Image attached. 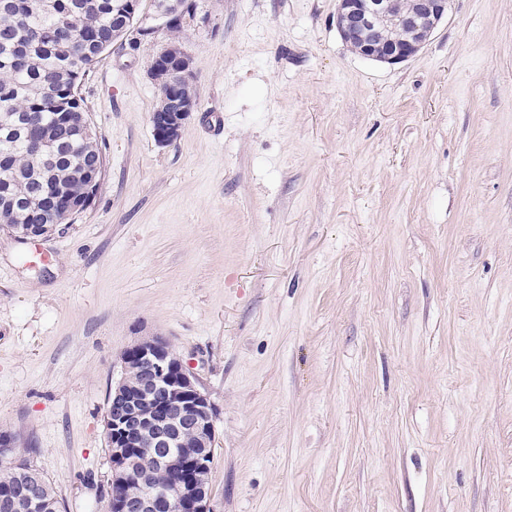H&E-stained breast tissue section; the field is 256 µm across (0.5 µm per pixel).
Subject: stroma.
<instances>
[{
	"instance_id": "stroma-1",
	"label": "stroma",
	"mask_w": 512,
	"mask_h": 512,
	"mask_svg": "<svg viewBox=\"0 0 512 512\" xmlns=\"http://www.w3.org/2000/svg\"><path fill=\"white\" fill-rule=\"evenodd\" d=\"M197 108L162 146L116 45L79 93L93 202L0 231V466L106 512L120 356L164 336L213 406L211 512H512V0H451L412 58L336 0H190Z\"/></svg>"
}]
</instances>
